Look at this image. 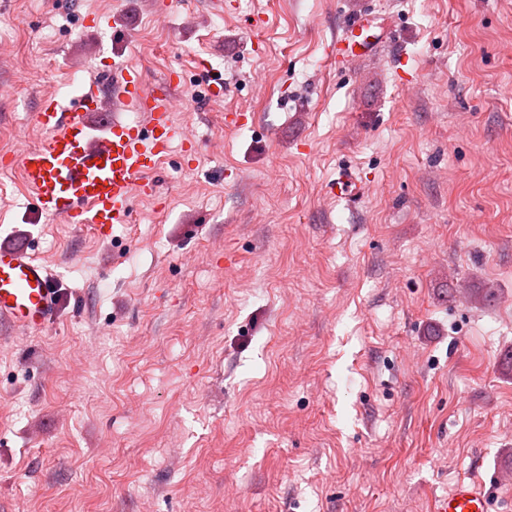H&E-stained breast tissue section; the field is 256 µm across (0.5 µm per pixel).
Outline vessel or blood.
I'll return each instance as SVG.
<instances>
[{
	"label": "vessel or blood",
	"instance_id": "1",
	"mask_svg": "<svg viewBox=\"0 0 512 512\" xmlns=\"http://www.w3.org/2000/svg\"><path fill=\"white\" fill-rule=\"evenodd\" d=\"M367 15L349 17L331 45L337 61L372 55L380 34ZM180 80L169 72L160 84L113 55L99 80L85 85L73 111L44 98L36 121L47 135L44 146L26 150L21 172L32 193L36 215L69 224H93L100 230L130 223L136 197L151 194L153 174L182 129L173 119L171 91ZM133 106L142 117L120 119L111 100ZM101 134H94V125ZM60 299L49 270L27 245L0 244V319L24 331L38 332L58 316ZM436 512H491L489 491L462 481L441 499Z\"/></svg>",
	"mask_w": 512,
	"mask_h": 512
}]
</instances>
